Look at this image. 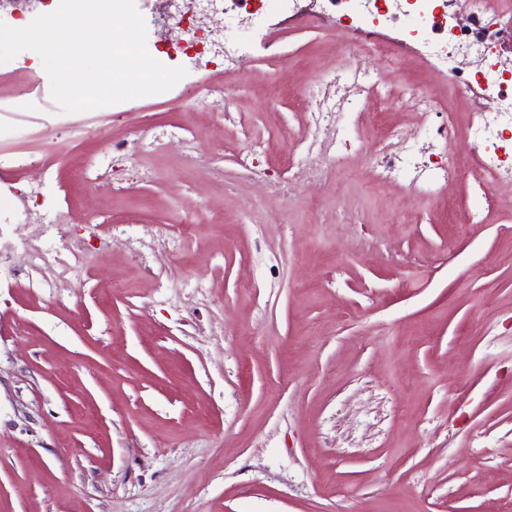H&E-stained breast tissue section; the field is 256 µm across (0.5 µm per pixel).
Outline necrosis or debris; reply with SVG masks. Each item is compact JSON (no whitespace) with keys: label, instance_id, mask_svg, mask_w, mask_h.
<instances>
[{"label":"necrosis or debris","instance_id":"necrosis-or-debris-1","mask_svg":"<svg viewBox=\"0 0 512 512\" xmlns=\"http://www.w3.org/2000/svg\"><path fill=\"white\" fill-rule=\"evenodd\" d=\"M141 14L148 37L165 39L162 64L187 70L174 87L178 98L202 88L222 95L228 105L235 101V89L223 83L200 84L197 74L230 64L238 69L250 65L251 55L242 45H214L213 33L224 30L231 20H248L270 50L279 43L273 25L278 17L328 19L352 35L347 84L319 75L298 90L303 98L314 100L315 107L307 117L309 144L295 175L283 179L261 169L256 157L262 145L257 141L238 159L240 178L262 182L266 198L291 200L300 179L325 183L341 160L347 115L358 101L372 96L391 105L404 103L423 119L413 130L383 132L371 154L372 183L397 184L421 197L457 183L471 168L494 181H512V58L506 55V41L512 38L511 8L491 7L488 0H159L155 6L144 0ZM399 47L416 54L432 73L466 94L472 111L467 129L471 159L449 155L451 119L429 90H413L401 98L366 82L363 49L373 51L382 67L389 68L397 61ZM123 116L122 104H113L109 125L99 131L104 155L85 161L77 176L81 184L108 178L113 190H122V180L113 176V161L132 159L147 146L142 136L113 138L110 125ZM9 192L10 206L0 208V280L18 277L14 253L19 248L28 255L32 270L50 266L56 268L58 279L77 283L84 271L85 239L96 240L101 252L126 244L115 226L89 221L84 224L85 239L70 236L69 213L49 199L43 182L13 185Z\"/></svg>","mask_w":512,"mask_h":512}]
</instances>
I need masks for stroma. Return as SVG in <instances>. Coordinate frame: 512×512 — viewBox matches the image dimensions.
Listing matches in <instances>:
<instances>
[{
  "label": "stroma",
  "instance_id": "obj_1",
  "mask_svg": "<svg viewBox=\"0 0 512 512\" xmlns=\"http://www.w3.org/2000/svg\"><path fill=\"white\" fill-rule=\"evenodd\" d=\"M282 54L255 46L250 70L218 81L239 93L200 107L131 104L117 139L173 124L137 159L139 182L75 189L69 168L99 151L86 135L48 148L60 113L29 91L22 59L0 63L18 104L0 107V153L51 154L54 200L73 219L172 221L202 208L182 268L209 286L187 305L182 282L155 288L125 248L89 250L79 289L0 282V512H504L512 506V185L471 173L432 198L366 187L354 148L375 124L412 113L365 100L351 148L325 188L250 210L261 183L235 157L261 141L263 168L301 157L310 105L296 93L345 56L332 21L278 27ZM386 89L429 87L455 114L463 96L403 52ZM189 137L221 167L206 179L177 165Z\"/></svg>",
  "mask_w": 512,
  "mask_h": 512
}]
</instances>
